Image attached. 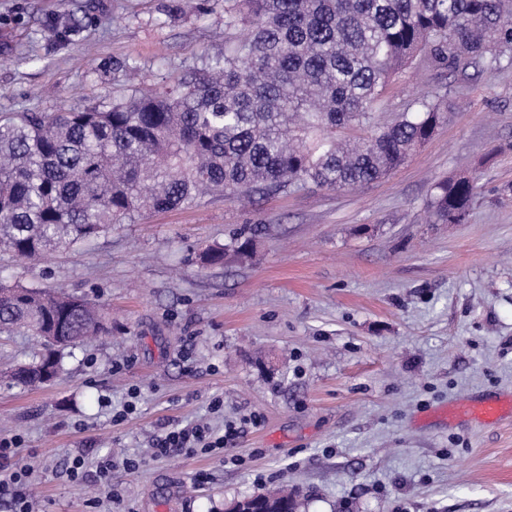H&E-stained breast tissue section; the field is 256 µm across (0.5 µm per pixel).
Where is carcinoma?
I'll list each match as a JSON object with an SVG mask.
<instances>
[{
    "mask_svg": "<svg viewBox=\"0 0 512 512\" xmlns=\"http://www.w3.org/2000/svg\"><path fill=\"white\" fill-rule=\"evenodd\" d=\"M224 57L161 89L82 110L0 116V252L16 259L75 249L147 212L286 194L311 182L353 189L383 178L446 120L431 90L378 122L389 78L420 60L463 72L512 66V0H224ZM360 131L358 139L346 135ZM472 177L440 181L435 221L460 223ZM0 297V333L23 329L62 368L61 351L105 330L84 296L21 287ZM61 336L60 346L47 337ZM236 512H299L286 489Z\"/></svg>",
    "mask_w": 512,
    "mask_h": 512,
    "instance_id": "cac0c4a2",
    "label": "carcinoma"
}]
</instances>
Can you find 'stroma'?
I'll list each match as a JSON object with an SVG mask.
<instances>
[{"label":"stroma","mask_w":512,"mask_h":512,"mask_svg":"<svg viewBox=\"0 0 512 512\" xmlns=\"http://www.w3.org/2000/svg\"><path fill=\"white\" fill-rule=\"evenodd\" d=\"M224 47L222 0H0V115L129 94L113 67L128 58L161 86ZM443 84L446 122L377 182L207 195L75 250L0 260L2 281L106 312L107 333L37 386L8 379L34 339L0 335V439H22L0 470H28L36 512H225L281 485L302 512H512V417L434 415L512 395V67L404 69L381 121ZM460 174L478 182L468 218L432 223L434 184ZM215 246L223 265L203 266ZM229 421L242 426L229 450L153 454L172 427ZM126 456L141 467L115 472L106 498L96 467Z\"/></svg>","instance_id":"stroma-1"}]
</instances>
